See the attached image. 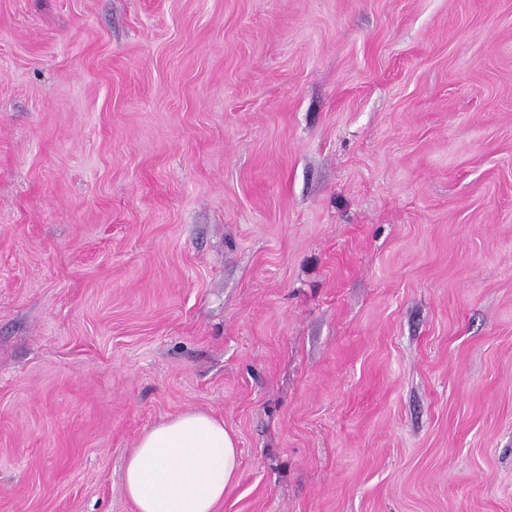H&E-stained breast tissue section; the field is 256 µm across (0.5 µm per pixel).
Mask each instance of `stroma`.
Masks as SVG:
<instances>
[{
    "label": "stroma",
    "mask_w": 512,
    "mask_h": 512,
    "mask_svg": "<svg viewBox=\"0 0 512 512\" xmlns=\"http://www.w3.org/2000/svg\"><path fill=\"white\" fill-rule=\"evenodd\" d=\"M512 512V0H0V512ZM239 467L224 423L187 411L141 436L125 464V492L136 512H217Z\"/></svg>",
    "instance_id": "35a3bbf8"
}]
</instances>
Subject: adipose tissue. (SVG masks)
<instances>
[{
  "mask_svg": "<svg viewBox=\"0 0 512 512\" xmlns=\"http://www.w3.org/2000/svg\"><path fill=\"white\" fill-rule=\"evenodd\" d=\"M239 467L223 422L187 411L141 436L125 464V492L136 512H216Z\"/></svg>",
  "mask_w": 512,
  "mask_h": 512,
  "instance_id": "adipose-tissue-1",
  "label": "adipose tissue"
}]
</instances>
